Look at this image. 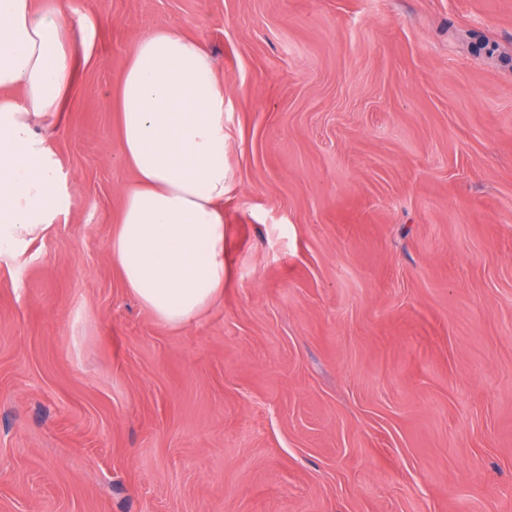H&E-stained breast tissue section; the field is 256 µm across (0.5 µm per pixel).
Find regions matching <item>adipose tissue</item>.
I'll list each match as a JSON object with an SVG mask.
<instances>
[{"label":"adipose tissue","mask_w":512,"mask_h":512,"mask_svg":"<svg viewBox=\"0 0 512 512\" xmlns=\"http://www.w3.org/2000/svg\"><path fill=\"white\" fill-rule=\"evenodd\" d=\"M93 16L0 0V259L22 251L76 203L40 118L57 117ZM124 192L109 251L126 288L180 327L224 294V86L213 57L179 28L141 38L114 94Z\"/></svg>","instance_id":"1"}]
</instances>
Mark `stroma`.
I'll list each match as a JSON object with an SVG mask.
<instances>
[{"mask_svg": "<svg viewBox=\"0 0 512 512\" xmlns=\"http://www.w3.org/2000/svg\"><path fill=\"white\" fill-rule=\"evenodd\" d=\"M93 15L77 203L0 261V512H512V0H36ZM179 26L224 85V295L108 243L109 94Z\"/></svg>", "mask_w": 512, "mask_h": 512, "instance_id": "stroma-1", "label": "stroma"}]
</instances>
